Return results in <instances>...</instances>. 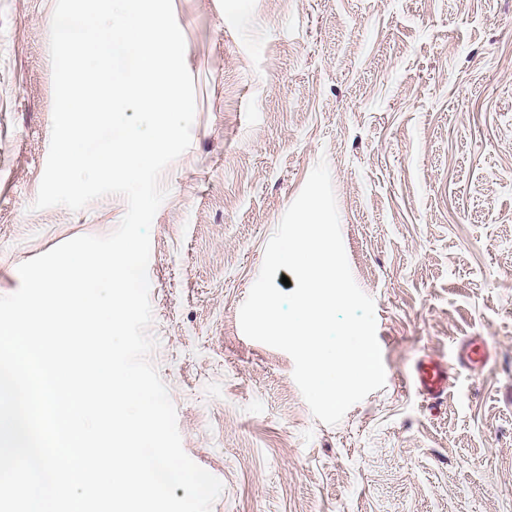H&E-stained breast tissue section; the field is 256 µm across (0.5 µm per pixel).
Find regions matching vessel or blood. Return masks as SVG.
I'll list each match as a JSON object with an SVG mask.
<instances>
[{"mask_svg": "<svg viewBox=\"0 0 512 512\" xmlns=\"http://www.w3.org/2000/svg\"><path fill=\"white\" fill-rule=\"evenodd\" d=\"M492 356L487 345L476 340L463 343L457 353L456 363L450 364L426 357L417 363L411 373L414 388L426 398L430 406L440 405L448 392V378L454 364L472 368H485Z\"/></svg>", "mask_w": 512, "mask_h": 512, "instance_id": "1", "label": "vessel or blood"}]
</instances>
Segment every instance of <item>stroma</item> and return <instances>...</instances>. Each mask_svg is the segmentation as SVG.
<instances>
[{"label": "stroma", "mask_w": 512, "mask_h": 512, "mask_svg": "<svg viewBox=\"0 0 512 512\" xmlns=\"http://www.w3.org/2000/svg\"><path fill=\"white\" fill-rule=\"evenodd\" d=\"M196 115L150 231V355L211 512H512V0H172ZM55 0H0V296L18 266L126 212L34 209L52 127ZM326 160L375 302L383 388L316 419L289 354L239 311ZM470 337L441 409L407 382ZM490 349L483 342L469 340L463 343L457 353L459 365L484 369L491 361Z\"/></svg>", "instance_id": "35a3bbf8"}]
</instances>
